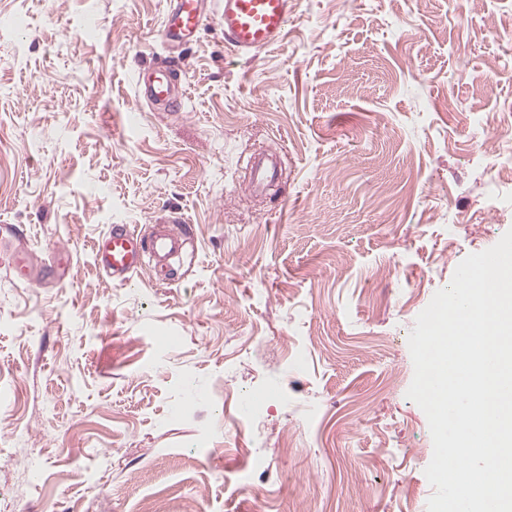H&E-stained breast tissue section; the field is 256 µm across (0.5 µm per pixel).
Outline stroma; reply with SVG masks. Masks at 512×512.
Returning <instances> with one entry per match:
<instances>
[{
	"label": "stroma",
	"mask_w": 512,
	"mask_h": 512,
	"mask_svg": "<svg viewBox=\"0 0 512 512\" xmlns=\"http://www.w3.org/2000/svg\"><path fill=\"white\" fill-rule=\"evenodd\" d=\"M168 6L0 0V512H427L408 335L512 229V0H297L246 56L211 18L161 112ZM174 217L170 283L103 274ZM133 85L139 100L147 99L168 110L181 107L185 94L174 80L172 71L164 68L138 70L133 76ZM277 150L270 149L269 153L263 151L252 161V188L256 192H262L278 175L276 156ZM186 223L183 218H175L167 224ZM167 224H153L148 231L124 224L113 226L94 242L99 268L121 285L150 262L162 273L164 263L181 254L188 239L185 226L182 231Z\"/></svg>",
	"instance_id": "stroma-1"
}]
</instances>
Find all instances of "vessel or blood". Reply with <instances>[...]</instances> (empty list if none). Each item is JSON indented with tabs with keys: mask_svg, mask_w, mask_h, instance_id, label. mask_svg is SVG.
I'll return each mask as SVG.
<instances>
[{
	"mask_svg": "<svg viewBox=\"0 0 512 512\" xmlns=\"http://www.w3.org/2000/svg\"><path fill=\"white\" fill-rule=\"evenodd\" d=\"M163 32L168 41H188L202 30L207 13H215L224 33V45L239 54L259 52L282 42L295 0H172ZM133 85L138 98L168 110L181 107L185 94L172 71L151 68L135 72ZM276 151L261 152L254 158L252 188L260 192L278 175ZM187 231L166 224L150 230H135L127 225L113 226L94 242V253L102 271L118 284L128 283L147 265L163 267L182 253Z\"/></svg>",
	"mask_w": 512,
	"mask_h": 512,
	"instance_id": "1",
	"label": "vessel or blood"
}]
</instances>
